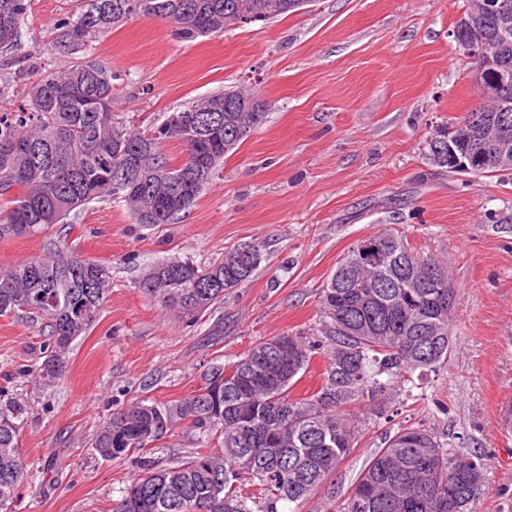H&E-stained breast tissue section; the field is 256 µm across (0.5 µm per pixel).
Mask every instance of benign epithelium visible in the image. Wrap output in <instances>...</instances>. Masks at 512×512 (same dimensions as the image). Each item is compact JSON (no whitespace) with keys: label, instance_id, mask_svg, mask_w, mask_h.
I'll return each mask as SVG.
<instances>
[{"label":"benign epithelium","instance_id":"obj_1","mask_svg":"<svg viewBox=\"0 0 512 512\" xmlns=\"http://www.w3.org/2000/svg\"><path fill=\"white\" fill-rule=\"evenodd\" d=\"M481 25L491 28V37L476 34V28ZM450 36L459 55L477 61L480 68L501 65L503 54L512 50V3L508 0H470ZM510 77L512 70L505 67L500 71L498 84L480 82L483 98L506 101L507 95L502 88ZM483 124L484 117L478 113L471 119V128L466 134L456 133L448 137L443 148L448 153V167L466 171L475 155L491 157L502 167H512V123L507 120L498 122L497 135L489 143L480 140ZM390 259V251L374 242L362 241L356 248L354 263L379 268L387 265Z\"/></svg>","mask_w":512,"mask_h":512}]
</instances>
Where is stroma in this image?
I'll return each instance as SVG.
<instances>
[{"instance_id": "obj_1", "label": "stroma", "mask_w": 512, "mask_h": 512, "mask_svg": "<svg viewBox=\"0 0 512 512\" xmlns=\"http://www.w3.org/2000/svg\"><path fill=\"white\" fill-rule=\"evenodd\" d=\"M465 0H313L267 23L181 42L170 23L129 20L92 45L118 76L113 110L137 128L231 86L252 90L267 118L240 144L179 223H136L102 202L71 225L0 239V268L60 250L108 268L102 312L78 337L52 384L33 369L49 329L0 317V407L21 411L27 476L9 512H111L138 474L135 458L106 461L93 440L113 412L140 400L186 397L204 372L273 336L314 354L293 397L328 376L331 321L322 290L363 238L386 230L448 265L457 289L440 370L387 383L353 406L355 448L306 501L278 512H341L385 434L434 430L453 447L490 456L472 512H512V171L471 176L436 164L429 142L480 100L476 66L450 32ZM77 0H32L18 47L0 51V111L26 94L19 60L73 63L56 53L57 21ZM242 243L262 260L248 281L196 322L151 301L138 283L157 262L199 266Z\"/></svg>"}]
</instances>
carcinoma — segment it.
I'll return each instance as SVG.
<instances>
[{
    "label": "carcinoma",
    "instance_id": "cac0c4a2",
    "mask_svg": "<svg viewBox=\"0 0 512 512\" xmlns=\"http://www.w3.org/2000/svg\"><path fill=\"white\" fill-rule=\"evenodd\" d=\"M30 8L31 0H0V17L10 22V34L0 33L1 50L17 45ZM255 13L261 22L288 15V0H88L59 20L57 50L84 51L97 35L134 18L166 21L174 38L190 42L226 30L232 15ZM115 80L110 66L87 56L61 71L42 69L28 82L24 104L0 111V239L34 235L110 199L123 202L139 224H176L218 173L224 141L249 117L240 97L218 92L165 114L148 130H132L112 111ZM169 142L181 146V161L165 151ZM353 256L337 266L338 285L329 281L323 289L335 344L325 386L310 397L290 398L312 346L282 335L253 345L230 365L218 410L209 384L225 370L221 365L181 400L138 401L118 410L93 448L107 461L139 454L142 474L113 512H278L281 501L302 502L354 447L357 425L343 407L372 396L383 377L408 380L417 370L448 364V292H456L448 266L427 256L411 282L396 264L361 269L352 265ZM260 262L257 245L246 251L241 244L207 266L159 262L139 288L193 322ZM110 286L105 266L71 255L0 269V317L22 312L50 320L38 366L43 382L65 376L72 344L96 322ZM279 342L291 347L294 362L287 375L269 377L259 353ZM18 420L17 410H0V501H13L26 476ZM180 423L206 447L164 465L148 457L153 447L147 443H158ZM243 453L251 464L239 465ZM488 466L481 454L445 448L433 430L399 426L369 457L342 512H470ZM251 486L259 493L245 492Z\"/></svg>",
    "mask_w": 512,
    "mask_h": 512
}]
</instances>
